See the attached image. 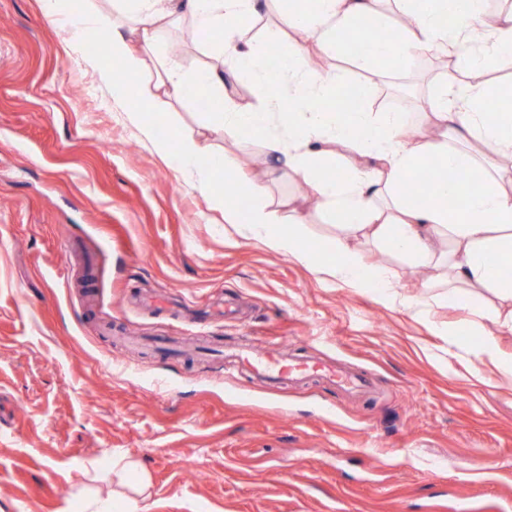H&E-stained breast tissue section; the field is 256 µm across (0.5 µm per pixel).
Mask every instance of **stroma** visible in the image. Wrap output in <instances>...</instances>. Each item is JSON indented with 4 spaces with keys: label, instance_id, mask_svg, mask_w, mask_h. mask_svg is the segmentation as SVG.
Masks as SVG:
<instances>
[{
    "label": "stroma",
    "instance_id": "obj_1",
    "mask_svg": "<svg viewBox=\"0 0 512 512\" xmlns=\"http://www.w3.org/2000/svg\"><path fill=\"white\" fill-rule=\"evenodd\" d=\"M40 13L41 0H0V512H88L93 500L127 512L142 472L145 512H506L512 381L447 352L449 334L493 333L511 354L499 300L483 293L476 317L442 300L436 271L358 244L407 307L244 237L126 122L98 80L110 54ZM190 26L164 22L161 37L181 43L192 69L209 53L204 37L185 39ZM292 38L362 85L371 111L420 117L424 135V101L464 74L437 52L365 73ZM205 111L189 92L151 122L162 136L197 135ZM212 144L265 181L274 204L308 205L299 177L251 168L261 140ZM149 292L170 306L146 307ZM226 298L238 319L195 324ZM274 338L363 386L320 376L265 385L193 350ZM121 458L139 472L101 476Z\"/></svg>",
    "mask_w": 512,
    "mask_h": 512
}]
</instances>
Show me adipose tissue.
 I'll use <instances>...</instances> for the list:
<instances>
[{"mask_svg": "<svg viewBox=\"0 0 512 512\" xmlns=\"http://www.w3.org/2000/svg\"><path fill=\"white\" fill-rule=\"evenodd\" d=\"M379 0H292L279 9L277 37L282 65L266 66V40L247 38L245 17L257 11L256 0H113L111 7L77 13L75 34L93 31L107 42L113 60L136 75L160 61L161 21L185 17L196 32L211 35L208 63L193 71L176 62L161 63L158 80L138 84L127 119L144 142L171 159L187 184L209 194L216 178L239 184L208 133L235 139L248 133L262 139L275 169L299 176L320 208L336 224L326 251L311 248L306 237L307 212L282 214L266 198L265 185H239L224 201V218L269 249L308 265L335 281L358 285L386 299L400 295L385 270L365 268L355 243L367 240L387 247L413 266L434 267L448 282V298L473 303L484 288L501 301L512 289L500 286L493 266H512V169L497 159H512V95L497 96L485 84H441L435 95L436 133L423 137L403 112H373L363 104L362 88L349 85L335 70L306 69L304 48L287 39L291 30H308L318 47L346 54L347 36L366 27L385 26ZM407 21L397 37L356 55L358 69L381 71L439 51L454 55L469 71L512 63V11L485 23L484 0H398ZM248 68L262 93L258 103L240 108L223 102L207 114L208 133L158 136L149 122L155 110L194 90L215 102L224 91V69ZM498 111H484L489 98ZM330 144L353 149L363 164L343 167ZM436 174L431 192L412 180L416 172ZM456 207H449V200Z\"/></svg>", "mask_w": 512, "mask_h": 512, "instance_id": "obj_1", "label": "adipose tissue"}]
</instances>
